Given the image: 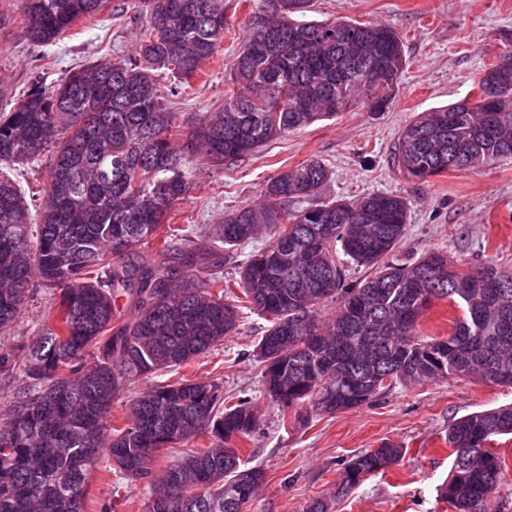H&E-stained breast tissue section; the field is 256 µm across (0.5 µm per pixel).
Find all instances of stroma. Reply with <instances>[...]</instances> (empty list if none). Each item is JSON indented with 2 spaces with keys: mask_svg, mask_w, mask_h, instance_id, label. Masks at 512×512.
Listing matches in <instances>:
<instances>
[{
  "mask_svg": "<svg viewBox=\"0 0 512 512\" xmlns=\"http://www.w3.org/2000/svg\"><path fill=\"white\" fill-rule=\"evenodd\" d=\"M134 2L110 0L96 23H78L56 43L36 48L23 33L24 0H0V14L10 19L0 34V97H19L37 81L53 85L95 60H136L145 14ZM226 2L229 27L215 60L186 88L167 71L159 73L180 124L194 125L233 92L226 67L245 38L250 12L263 0ZM340 16L387 24L402 36L406 67L393 102L380 111L356 104L219 169L194 166L191 190L176 205L172 222L221 223L225 214L258 203L270 178L318 159L329 169L320 200L353 203L376 192L405 199L407 229L394 262L408 264L439 250L465 271L486 265L512 270V156L426 183L406 179L393 162L407 123L418 113L476 97L483 73L512 52V0H313L310 19ZM266 327L256 313L245 314L223 348L185 369L190 378L223 379L226 392L249 398L257 412V432L238 448L265 478L243 512H307L318 499L329 502L330 512H452L441 495L451 466L448 427L467 414L512 404L511 387L469 376L398 385L361 407L317 415L304 425L298 408H282L263 391L253 350ZM387 440L406 450L399 465L335 498L344 464ZM89 489L86 512H100L105 503L112 512H145L144 485H127L115 498L96 470Z\"/></svg>",
  "mask_w": 512,
  "mask_h": 512,
  "instance_id": "obj_1",
  "label": "stroma"
}]
</instances>
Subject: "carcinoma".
<instances>
[{
  "instance_id": "carcinoma-1",
  "label": "carcinoma",
  "mask_w": 512,
  "mask_h": 512,
  "mask_svg": "<svg viewBox=\"0 0 512 512\" xmlns=\"http://www.w3.org/2000/svg\"><path fill=\"white\" fill-rule=\"evenodd\" d=\"M98 0H25L24 35L48 46ZM141 63L97 60L56 84H35L0 105V165L48 159L39 223L18 185L0 172V333L11 331L32 288L56 303L30 336L0 344V378L25 385L0 415V512H85L89 479L105 457L122 483L150 489L145 512H242L264 481L242 468L231 440L259 426L251 402H226L223 383L180 374L224 345L244 311L268 322L254 352L262 386L283 408L332 414L368 403L393 384L436 378L418 357V299L457 304L447 341V376L512 387V271L492 265L461 271L441 251L411 264L389 257L407 224L406 200L372 193L350 204L319 202L329 170L318 159L270 179L259 206L240 207L195 236L170 223L191 188L196 162L221 168L290 131L328 120L363 102L385 107L406 67L392 27L341 16L306 19L311 0H266L230 63L235 92L221 110L183 130L165 107L157 71L188 81L217 54L227 26L224 0H144ZM504 92L419 114L402 130L394 160L426 182L449 170H478L512 156V55L485 72ZM302 199L313 203L297 208ZM269 245L234 258L264 234ZM153 249L129 260L132 250ZM373 276L346 284L339 255ZM239 279L224 278V256ZM240 288L236 293L234 288ZM339 304L325 322L318 311ZM284 394L268 388L270 368ZM129 400L125 426L112 407ZM208 430L209 446L179 457L160 475L166 451ZM512 434V405L468 414L448 427L451 469L442 496L458 512L490 507L505 461L490 447ZM405 449L383 442L342 468L334 497H344L396 465ZM250 471L244 489L241 473Z\"/></svg>"
}]
</instances>
